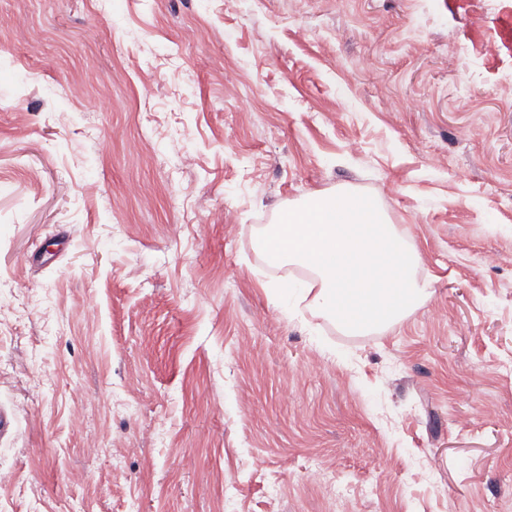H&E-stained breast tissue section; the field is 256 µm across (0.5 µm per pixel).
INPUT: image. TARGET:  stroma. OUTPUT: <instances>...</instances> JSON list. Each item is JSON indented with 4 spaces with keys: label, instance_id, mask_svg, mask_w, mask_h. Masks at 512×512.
I'll use <instances>...</instances> for the list:
<instances>
[{
    "label": "stroma",
    "instance_id": "35a3bbf8",
    "mask_svg": "<svg viewBox=\"0 0 512 512\" xmlns=\"http://www.w3.org/2000/svg\"><path fill=\"white\" fill-rule=\"evenodd\" d=\"M342 188L380 333L255 246ZM0 406V512H512V0H0Z\"/></svg>",
    "mask_w": 512,
    "mask_h": 512
}]
</instances>
